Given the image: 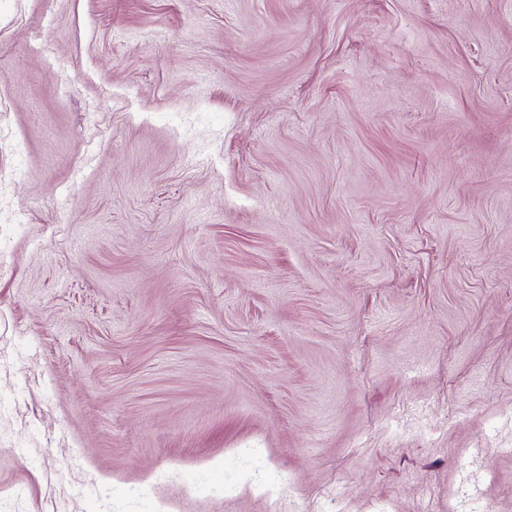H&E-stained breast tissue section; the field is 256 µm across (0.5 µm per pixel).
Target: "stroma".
I'll use <instances>...</instances> for the list:
<instances>
[{"label": "stroma", "instance_id": "obj_1", "mask_svg": "<svg viewBox=\"0 0 512 512\" xmlns=\"http://www.w3.org/2000/svg\"><path fill=\"white\" fill-rule=\"evenodd\" d=\"M0 512H512V0H0Z\"/></svg>", "mask_w": 512, "mask_h": 512}]
</instances>
